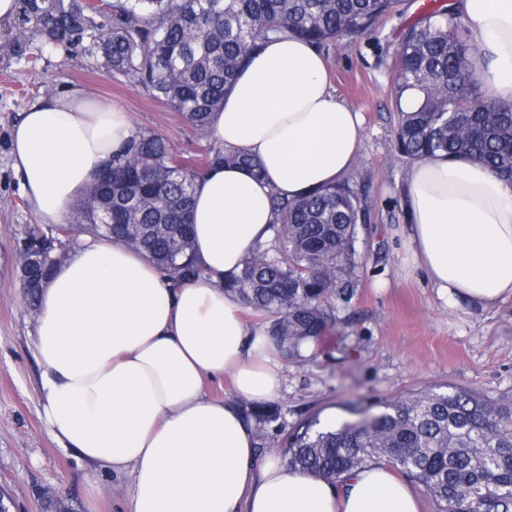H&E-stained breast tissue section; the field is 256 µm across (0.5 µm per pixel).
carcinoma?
<instances>
[{
  "instance_id": "obj_1",
  "label": "carcinoma",
  "mask_w": 512,
  "mask_h": 512,
  "mask_svg": "<svg viewBox=\"0 0 512 512\" xmlns=\"http://www.w3.org/2000/svg\"><path fill=\"white\" fill-rule=\"evenodd\" d=\"M397 0H27L29 19L45 43L67 45L95 28L91 14L112 10V28L98 48L112 70L134 78L150 95L179 112L199 132L209 131L238 72L262 41L292 36L316 47L348 42L372 28ZM476 47L458 10L425 13L397 50L394 145L409 162L446 156L472 158L512 183V106L482 90ZM415 91L411 109L402 98ZM216 163L259 165L241 152L208 146L184 157L156 132H136L112 155L71 213L68 229L130 240L172 284L203 274L192 258L189 213L197 177ZM273 237L224 280V292L266 323L265 333L288 359L303 362L302 345L335 321L346 303L359 258V225L367 197L358 177L301 199L274 196ZM112 225L107 230L105 225ZM59 238L26 233L19 265L30 253L57 252ZM55 267L39 264L21 284L35 309L38 289ZM259 447L279 432L280 410L245 411ZM316 418L286 437L281 462L289 469L335 480L383 463L423 485L438 512H512V399L494 400L472 389L422 391L381 404L356 423L319 427Z\"/></svg>"
}]
</instances>
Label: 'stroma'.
Wrapping results in <instances>:
<instances>
[{
	"mask_svg": "<svg viewBox=\"0 0 512 512\" xmlns=\"http://www.w3.org/2000/svg\"><path fill=\"white\" fill-rule=\"evenodd\" d=\"M423 0H399L380 23L347 44L321 47L337 97L364 116L361 154L368 220L359 227L357 286L338 304L337 322L312 359L283 364L277 401L285 427L310 415L335 424L353 407L384 403L425 389H474L512 398V298L479 310L449 306L420 270L407 244L402 198L410 165L393 143V63ZM119 103L137 129L164 135L183 155L201 154L205 135L132 78L113 72L92 39L78 47H44L22 11L0 20V491L12 512H41L49 487L74 512H125L119 482L61 446L44 425L32 345L34 311L17 277L18 243L37 220L14 174L10 131L33 102L70 88Z\"/></svg>",
	"mask_w": 512,
	"mask_h": 512,
	"instance_id": "obj_1",
	"label": "stroma"
}]
</instances>
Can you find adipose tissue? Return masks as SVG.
Returning a JSON list of instances; mask_svg holds the SVG:
<instances>
[{
	"label": "adipose tissue",
	"mask_w": 512,
	"mask_h": 512,
	"mask_svg": "<svg viewBox=\"0 0 512 512\" xmlns=\"http://www.w3.org/2000/svg\"><path fill=\"white\" fill-rule=\"evenodd\" d=\"M460 11L484 88L512 104V0H462ZM135 132L120 105L78 87L22 112L12 166L40 224L63 223ZM362 135L361 113L337 98L318 50L270 40L208 133L264 176L220 164L196 179L190 222L204 275L175 288L136 250L84 235L48 279L34 336L41 416L64 448L125 480L128 512H422L389 466L328 481L261 456L243 411L279 399L282 367L224 280L271 240L270 196L343 180ZM404 209L412 254L447 304L512 298L511 183L479 161L433 157L411 167ZM227 375L233 398H209L206 381Z\"/></svg>",
	"instance_id": "adipose-tissue-1"
}]
</instances>
